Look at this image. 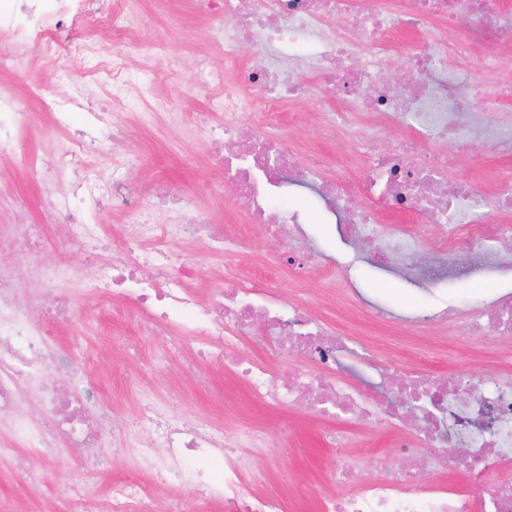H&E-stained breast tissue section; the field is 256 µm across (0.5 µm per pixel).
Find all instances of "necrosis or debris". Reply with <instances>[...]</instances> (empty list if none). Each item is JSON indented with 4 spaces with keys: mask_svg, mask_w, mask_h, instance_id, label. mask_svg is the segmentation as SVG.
Masks as SVG:
<instances>
[{
    "mask_svg": "<svg viewBox=\"0 0 512 512\" xmlns=\"http://www.w3.org/2000/svg\"><path fill=\"white\" fill-rule=\"evenodd\" d=\"M107 0H0V73L16 71L36 58L94 51L98 32L90 19L103 14ZM201 9L225 18L212 28V43L224 52V125L209 131L224 146V185L236 207L253 224L269 225L302 251L310 266L320 262L308 244L299 209L277 206L280 198L304 192L322 207V221L339 225L344 237L376 268L393 266L415 250L417 240L398 224L381 223L382 209L403 203L419 219L435 225L441 245L437 261L421 271L431 285L447 277L449 260H461L469 271L487 267L512 269V178L489 188L448 178L449 153H461L483 139L499 156L512 158V126L504 125L493 105L512 98V9L505 0H200ZM340 26H332V19ZM413 27L424 44L400 59L393 79L383 70L394 35ZM251 45L248 80L256 99L245 98L230 77L239 68L243 45ZM486 47L476 74L461 77L455 61ZM318 82H308V74ZM481 94L483 111L472 108ZM88 95L77 88L38 99L43 111L65 121L84 113L85 127L59 153L27 150L13 154L27 120L22 102L0 90V154H12L16 167L57 169L101 152L122 160L128 152L121 121L103 126L97 112H85ZM312 100L321 125L348 140L362 166V176L328 184L319 160L284 148L269 119L286 104ZM361 112H376L408 130V137L383 145L379 127L356 121ZM251 118L248 140L240 125ZM445 145L442 153L424 150L426 142ZM362 206H355L357 198ZM119 206L142 216L132 225L126 251L98 266L95 279L113 294L131 298L137 310L172 346L191 340L204 356L223 361L245 386L251 399L269 407L311 401L318 416L346 423L370 421L390 409L412 438L401 441L410 456L412 440L435 448L434 464L459 471L463 480L421 483L414 468L398 473L358 477L353 467L339 465L328 478L341 485L323 495L317 512H512V372L502 371L456 386L422 383L379 360L358 339L340 333L302 305H284L266 287L243 280L224 268V281L208 301H200L189 284L198 271L165 248L168 240L204 239L217 256L237 251L240 240L217 233L201 217L185 220L182 200L165 185L146 203L124 178L95 175L55 195L54 212L70 216V237L87 256L104 251L101 227L84 217L87 200ZM176 218L172 224H148L150 207ZM46 227L19 212L14 224L0 226V254L23 246V262L0 264V431L12 432L17 445L52 458L56 440L76 449L89 477H96L102 450H134L137 479L114 489L103 503L75 496L80 512H150L151 484L189 489V506L174 503L171 512H204L220 500L224 512H284L274 494L255 496L249 484L262 481L257 455L264 435L249 421L233 432L195 418L173 414L152 392H141L135 424L100 403L83 387L78 369L58 380L66 368L50 342V328L70 320L71 301L54 288L69 278L66 265L48 267L40 253ZM43 299L30 307L33 290ZM425 321L448 328L465 322L473 335L492 332L503 358L512 357V289L503 288L477 305L443 304ZM260 345L293 346L308 362L305 370L277 377L265 359L243 353L245 337ZM36 387L42 419L29 412L24 384ZM16 445V446H17Z\"/></svg>",
    "mask_w": 512,
    "mask_h": 512,
    "instance_id": "1",
    "label": "necrosis or debris"
}]
</instances>
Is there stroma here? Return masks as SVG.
Here are the masks:
<instances>
[{
	"label": "stroma",
	"instance_id": "35a3bbf8",
	"mask_svg": "<svg viewBox=\"0 0 512 512\" xmlns=\"http://www.w3.org/2000/svg\"><path fill=\"white\" fill-rule=\"evenodd\" d=\"M213 23V18L197 9L195 0H123L109 28L102 33L96 54L37 61L26 70L0 76V88L12 93L28 96L52 91L60 95L71 84L97 79L101 61L116 53L122 57L129 84L122 95L126 108L120 117L130 123L129 139L139 161L132 166H119L110 154L95 155L78 170L60 175L56 190H66L74 180L94 174L125 177L145 198L156 183H168L182 194L188 209L241 238V248L226 256L225 264L245 277L271 280L283 303L309 302L340 332L383 353L394 350L408 358L415 351L435 349V357L420 366L421 372L434 378L496 374L500 365L491 337L470 335L467 327L460 324L445 339L437 330L396 319L383 322L372 315L370 303L405 311L422 301L424 295L413 284L391 278L360 258L351 269H344L352 250L336 225L321 223L317 213H310L309 220L326 253L325 265L296 274L286 265L275 263L282 246L264 227L249 223L238 213L224 191L223 169L200 133L201 123L219 125L224 121L223 85L204 92L192 86L199 55L209 54L216 70L224 68L223 53L209 43ZM142 41L153 43L151 54L139 50ZM172 109L183 112V124L174 126L165 120V112ZM136 112L154 113L155 119L148 125L133 122ZM82 122V116L77 115L61 128L45 112L32 108L26 144L54 151L76 135ZM276 123L289 148L316 151L326 158L325 176H357V168L345 164L342 138L324 135L313 103L283 107ZM509 173L512 159L497 158L480 141L474 143L468 156H453L448 161V177L457 181L491 183ZM43 197L38 174L12 171L0 164V224L14 223L17 208L27 207L34 221L47 227L43 263L52 266L64 262L71 267L70 277L58 283L56 289L74 299L76 310L72 324L59 336L58 345L71 363L80 366L85 384L95 389L100 401L129 419L137 413L136 388L147 387L159 399L175 401L179 413L202 417L227 429L240 419L251 420L266 434V449L258 460L259 466L280 469L289 488L296 492L291 512H316L317 498L337 490L336 485L324 480L326 472L336 464L335 451L326 447L321 438L328 421L301 405L275 409L258 404L226 379L223 369L217 366L206 370L211 391L199 390L195 376L186 368V352L172 349L164 337L145 332L133 320L129 306L90 298L93 274L85 266L78 245L58 248L62 221L45 206ZM174 248L199 269L190 284L193 291L206 298L220 288V281L211 275L216 259L206 241H182ZM347 275L356 279L364 293L363 300L345 301L328 293L331 282ZM510 286L512 275L488 268L477 276H462L445 283L444 288L449 298L472 305L491 289ZM353 430L367 439L366 447L356 451L360 478L368 479L381 468L401 465V456L391 446L393 432L389 425L357 424ZM28 462L43 472V482L35 489L23 484L9 459H0V512H54L57 503L73 488H80L95 500L111 496L114 485L135 475L134 457L118 453L107 455L97 480H87L76 451L62 444L57 445L53 462L36 455L29 456Z\"/></svg>",
	"mask_w": 512,
	"mask_h": 512
}]
</instances>
